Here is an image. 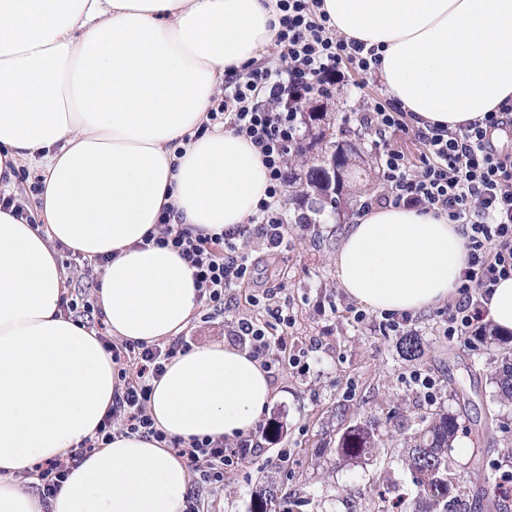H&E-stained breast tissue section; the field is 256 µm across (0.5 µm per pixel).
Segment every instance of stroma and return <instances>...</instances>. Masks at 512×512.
<instances>
[{
    "instance_id": "stroma-1",
    "label": "stroma",
    "mask_w": 512,
    "mask_h": 512,
    "mask_svg": "<svg viewBox=\"0 0 512 512\" xmlns=\"http://www.w3.org/2000/svg\"><path fill=\"white\" fill-rule=\"evenodd\" d=\"M384 91V83L364 82L349 68L332 98L316 103L328 123L346 126L367 151L371 137L350 115L360 111L362 99ZM382 189L381 177L373 176L336 214L315 212L310 198L289 205V216L309 215L315 229L293 230L287 250L260 262L256 286L284 289L294 318L286 341L308 350L311 370L300 376L286 369L273 378L279 397L260 421L277 431L259 436V448L242 471L225 475L223 488L207 499L209 512H246L252 492L267 481L288 489L296 501L293 512H372L369 492L386 476L409 488L410 477L390 445L350 463L339 461L334 448L347 425L367 420L380 435H392L399 413H425V400L404 380L415 367L435 379L437 405L459 416L450 471L464 476L470 488L459 512H492L478 490L484 477L512 472V403L496 399L494 383L502 354L512 351V336L471 346L448 341L439 305L412 317L409 329L424 349L412 363L399 356L398 337L349 320L352 300L336 280L334 260L360 203ZM283 448L289 451L284 462L278 457Z\"/></svg>"
}]
</instances>
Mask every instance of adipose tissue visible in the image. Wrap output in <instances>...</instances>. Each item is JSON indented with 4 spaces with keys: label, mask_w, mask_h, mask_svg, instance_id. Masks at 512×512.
Listing matches in <instances>:
<instances>
[{
    "label": "adipose tissue",
    "mask_w": 512,
    "mask_h": 512,
    "mask_svg": "<svg viewBox=\"0 0 512 512\" xmlns=\"http://www.w3.org/2000/svg\"><path fill=\"white\" fill-rule=\"evenodd\" d=\"M343 35L382 46L386 87L452 128L512 98V0H323ZM271 0H0V191L38 162L42 221L0 210V512H184L192 475L156 440L113 435L49 500L36 462L93 436L118 379L93 330L64 317L56 244L110 256L97 304L113 338L157 343L200 310L191 268L142 247L164 209L193 233L246 223L268 186L260 154L224 126L204 136L225 73L275 44ZM465 239L403 207L356 218L336 256L345 293L373 312L450 300ZM275 388L247 352L212 340L177 355L148 404L169 436L253 431Z\"/></svg>",
    "instance_id": "obj_1"
}]
</instances>
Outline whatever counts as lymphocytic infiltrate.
<instances>
[{
    "instance_id": "f902f5d3",
    "label": "lymphocytic infiltrate",
    "mask_w": 512,
    "mask_h": 512,
    "mask_svg": "<svg viewBox=\"0 0 512 512\" xmlns=\"http://www.w3.org/2000/svg\"><path fill=\"white\" fill-rule=\"evenodd\" d=\"M279 29L276 58L254 61L225 75L224 86L212 98L211 124L230 127L261 155L267 171L266 196L247 223L213 234L195 235L163 214L144 244L177 251L192 268L198 300L205 318L234 311L230 336L263 368L290 367L298 375L310 370L308 351L289 348L273 338L288 330L293 317L288 301L268 290L251 297V311L237 312L239 288L252 277L251 256L277 254L288 247L285 188L288 157L301 142L300 126L314 87H326L341 66L352 65L368 80L381 76V56L364 43L346 38L329 24L320 0H274ZM369 129L378 155L384 190L366 198L361 212L376 207H406L418 213L446 216L462 227L467 258L443 333L466 343L483 340L488 325L485 304L493 289L512 277V152L498 148L496 135L512 133V104L504 103L482 119L450 129L421 125L394 98L377 97L359 117ZM410 136L423 147L410 161L399 139ZM105 350L117 367L119 387L94 437L86 438L67 460L36 464L32 474L42 499L54 497L71 468L87 453L108 444L113 434L154 438L171 448L194 473L184 512H204L205 498L223 485L225 473L242 468L256 453L254 433L233 439L208 437L183 440L158 429L148 411L152 383L160 379L167 361L188 352L189 336L168 342L112 341L102 336Z\"/></svg>"
}]
</instances>
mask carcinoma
<instances>
[{
    "instance_id": "1",
    "label": "carcinoma",
    "mask_w": 512,
    "mask_h": 512,
    "mask_svg": "<svg viewBox=\"0 0 512 512\" xmlns=\"http://www.w3.org/2000/svg\"><path fill=\"white\" fill-rule=\"evenodd\" d=\"M318 140L325 143L324 153L337 158V167L352 174V177L336 184V191L329 192L319 165L304 160V169L293 174L289 181L300 180L320 199L321 207L336 211L340 206L342 191L360 183L362 176L371 168L364 151H341V143L328 137L326 130H320ZM403 357L416 360L424 354L417 335L403 336L399 342ZM496 384L501 399L512 402V359L503 358L496 370ZM399 429L411 431L410 443L399 449L404 468L411 476L412 488L408 493L393 496V508L388 512H452L451 506L462 505L461 494L465 487L453 486L448 479V454L458 429V417L439 408L431 409L425 415H408ZM379 448L374 429L370 422H357L347 426L340 435L337 453L344 461H354L371 455ZM279 502L282 512H292L288 507L290 496H278L277 485L270 483L257 489L251 495L248 512H266L267 506Z\"/></svg>"
}]
</instances>
